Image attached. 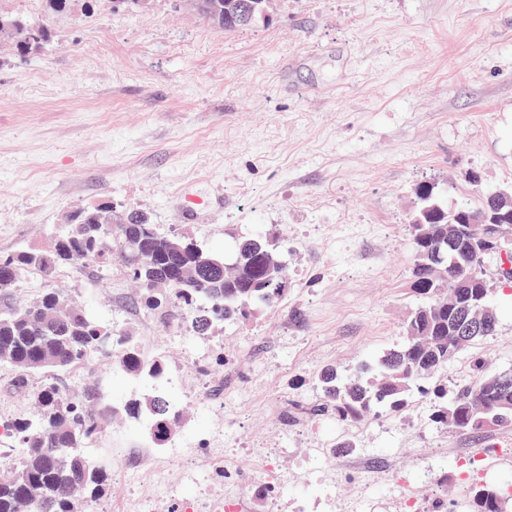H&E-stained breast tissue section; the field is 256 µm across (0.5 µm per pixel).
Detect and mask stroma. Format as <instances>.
Returning <instances> with one entry per match:
<instances>
[{"label":"stroma","instance_id":"stroma-1","mask_svg":"<svg viewBox=\"0 0 512 512\" xmlns=\"http://www.w3.org/2000/svg\"><path fill=\"white\" fill-rule=\"evenodd\" d=\"M0 10L51 31L39 52L0 50V256L47 247L75 211L109 203L219 253L268 236L288 264L274 309L207 337L149 312L118 264L16 282L12 298L58 289L163 357L183 411V455L106 422L89 453L126 478L95 512H402L412 498L468 512L467 448L495 449L485 478L512 484V429L455 432L429 399L358 425L312 413L322 368L352 373L405 340L416 186L454 204L512 185V0H275L268 21L235 31L183 0ZM493 305L495 332L449 363L448 388L477 357L512 370V287L494 284ZM54 382L70 395L99 384L118 407L153 387L105 354Z\"/></svg>","mask_w":512,"mask_h":512}]
</instances>
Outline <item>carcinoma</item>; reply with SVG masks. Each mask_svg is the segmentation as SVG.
<instances>
[{
  "label": "carcinoma",
  "mask_w": 512,
  "mask_h": 512,
  "mask_svg": "<svg viewBox=\"0 0 512 512\" xmlns=\"http://www.w3.org/2000/svg\"><path fill=\"white\" fill-rule=\"evenodd\" d=\"M243 0H190L188 7L203 21L232 31L239 28L237 14ZM7 22L0 43L20 54L30 53L31 36L50 38L42 23L0 13ZM490 191L478 189L474 199L445 204L435 186L416 188L411 224L414 265L413 292L421 304L405 321L406 341L374 363H361L345 380L338 369L321 371L319 387L329 412L343 422L363 421L375 408L404 412L416 395L434 400L432 421L460 433H480L489 427L512 429V388L501 381L512 372L486 374L483 362L474 364V381L453 395L436 383L448 363L478 340L463 337L458 328L468 315H488L497 322L493 305L470 308L467 292L491 298L486 266L499 259L498 275L512 282V237H502L491 250L479 245L488 212ZM461 233L456 249L468 262L449 267L448 225ZM117 261L138 283L145 306L167 316L180 312L191 330L207 336L217 322H234L246 309H272L288 283V266L278 246L256 235L235 247L234 258L207 250L178 236L159 233L137 211L119 213L109 203L79 210L67 231L53 238L49 249L17 250L0 257V292L10 291L24 273L84 263L108 267ZM110 354L128 375L159 381L163 360L148 356L132 337L116 333L54 288L34 301H15L0 308V365L13 371L10 390L35 403L38 417L17 418L0 424L8 431L6 453L15 458L10 475L0 478V512H85L84 493L99 486L107 474L86 451L102 432L103 419L122 412L142 426L154 448H165L174 438L181 413L161 387L146 396L137 393L117 410L97 390L85 397L68 396L48 381L31 387L35 375L61 374L81 365L88 356ZM472 512H512V495L495 485L476 489Z\"/></svg>",
  "instance_id": "cac0c4a2"
}]
</instances>
